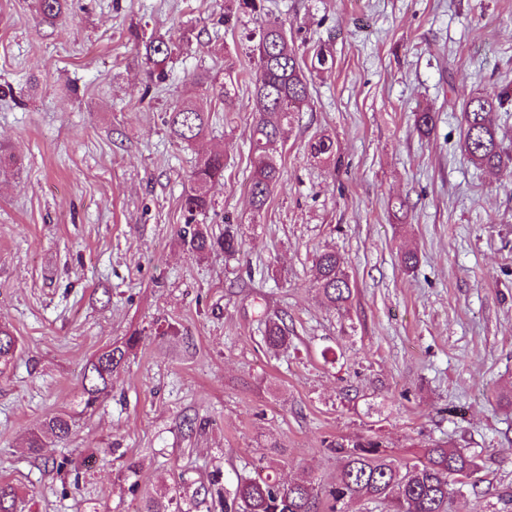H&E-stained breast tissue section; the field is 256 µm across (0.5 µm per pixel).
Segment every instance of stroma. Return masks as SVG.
I'll return each mask as SVG.
<instances>
[{
  "label": "stroma",
  "mask_w": 512,
  "mask_h": 512,
  "mask_svg": "<svg viewBox=\"0 0 512 512\" xmlns=\"http://www.w3.org/2000/svg\"><path fill=\"white\" fill-rule=\"evenodd\" d=\"M264 13L304 52L310 100L256 214L254 24L233 0H71L52 25L32 0H0V323L19 352L0 366V479L24 512H140L148 496L222 512L205 490L261 465L328 484L330 441L372 436L401 461L434 441L478 455L455 512H512V184L460 148L463 93L512 91V0H264ZM153 34L178 46L162 81L142 47ZM200 74L230 82L232 109ZM180 98L211 113L189 147L166 124ZM320 136L331 157L308 154ZM217 148L204 222L238 225L242 249L198 260L178 239L180 196ZM327 246L354 284L345 312L312 283ZM260 306L284 318L287 350L266 348ZM132 335L83 409L85 365ZM59 412L71 438L33 453L30 431Z\"/></svg>",
  "instance_id": "35a3bbf8"
}]
</instances>
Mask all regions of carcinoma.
Returning a JSON list of instances; mask_svg holds the SVG:
<instances>
[{
	"instance_id": "carcinoma-1",
	"label": "carcinoma",
	"mask_w": 512,
	"mask_h": 512,
	"mask_svg": "<svg viewBox=\"0 0 512 512\" xmlns=\"http://www.w3.org/2000/svg\"><path fill=\"white\" fill-rule=\"evenodd\" d=\"M68 0H35L40 22L54 24L64 13ZM236 10L261 20L255 69L249 77L252 85L255 122L251 133L253 171L249 194L255 211L266 209L276 186L283 180L281 164L276 159V144L283 138L309 100V82L304 55L291 48L285 28L276 21L262 19V0H235ZM150 73L162 77L176 50V42L153 36L144 44ZM512 95L496 96L470 93L463 102V149L478 168L495 176L512 179V154L497 138L493 117ZM166 124L170 135L181 144H193L204 138L210 125V112L197 102L186 99L168 112ZM224 179V152L200 157L185 187L180 208L185 218L178 230L183 248L201 259L216 251L228 256L240 252L242 241L232 224L224 225V234L215 236L197 216L212 208L207 187ZM314 282L328 304L338 311L350 305L353 285L341 258L333 249H324L315 257ZM263 341L271 350H286L290 344L288 326L281 318L264 316ZM140 342L131 336L121 345L98 351L85 366L81 380V402L93 407L111 384L112 374L122 368L130 352ZM18 346L12 331L0 325V365L10 363ZM71 432V417L57 413L43 421L30 436V447L41 452L43 439L65 441ZM336 447L344 453L335 482L322 489L311 476L291 481L272 478L259 468L256 474L238 479L233 496L224 499V512H343L347 504L374 501L386 512H451L457 484L454 477L473 476L479 471L478 457L444 443L422 448L410 462L401 463L383 449L382 442L360 438ZM22 504L15 486L0 480V512H18Z\"/></svg>"
}]
</instances>
